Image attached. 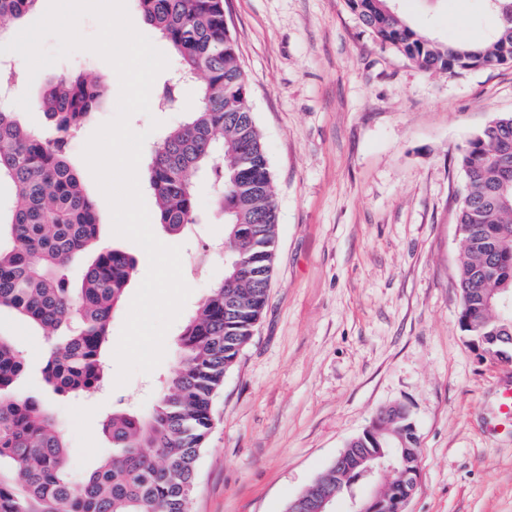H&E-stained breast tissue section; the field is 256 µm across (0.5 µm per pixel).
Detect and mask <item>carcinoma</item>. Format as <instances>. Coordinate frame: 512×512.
I'll use <instances>...</instances> for the list:
<instances>
[{"label": "carcinoma", "mask_w": 512, "mask_h": 512, "mask_svg": "<svg viewBox=\"0 0 512 512\" xmlns=\"http://www.w3.org/2000/svg\"><path fill=\"white\" fill-rule=\"evenodd\" d=\"M39 0H0V41L24 29ZM142 21L170 44L196 85L195 107L151 152L148 182L157 220L175 236L197 221L192 178L207 173L224 215L223 277L180 334L181 358L151 411L114 409L103 423L112 445L95 470L74 480L66 437L49 409L15 394L27 352L0 334V512H190L197 460L213 429L212 402L267 302L277 238L269 159L249 99L238 46L224 25V0H137ZM379 42L426 73L450 76L512 63V0H498L499 30L472 47L442 43L404 21L392 0H348ZM106 84L87 72L57 75L37 100L46 122L23 126L0 106V184L12 204L0 214V314L42 331L41 374L59 396L96 389L112 314L135 269L126 252L100 242L101 218L67 160L70 138L101 105ZM465 193L457 217L463 244L462 330L497 355L494 332L512 336L487 298L512 280V115H494L459 156ZM82 264L79 278L69 270ZM363 438L414 445L411 418Z\"/></svg>", "instance_id": "1"}]
</instances>
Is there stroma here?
<instances>
[{
  "label": "stroma",
  "instance_id": "35a3bbf8",
  "mask_svg": "<svg viewBox=\"0 0 512 512\" xmlns=\"http://www.w3.org/2000/svg\"><path fill=\"white\" fill-rule=\"evenodd\" d=\"M412 25L445 42L479 45L499 26L486 0H394ZM247 73L278 207L276 260L266 310L213 402L215 425L197 463L191 512H286L380 409L405 405L421 449L405 512H512V430L491 434L512 388V362L481 359L459 325L461 242L456 222L465 176L458 155L495 114H512V64L459 76L426 73L382 46L347 0H224ZM19 80L13 97L37 100L54 75L89 71L107 82L103 108L72 138L68 159L101 217L110 206L82 153L117 112L112 66L77 50ZM196 104L130 119L150 155ZM158 130H151L152 121ZM198 221L181 235L191 294L152 372L117 385L114 356L149 267L135 242L100 230L136 260L112 315L103 386L88 397L48 394L38 368L18 390L46 400L63 423L74 477L94 470L115 408L147 411L180 360L177 337L224 274V219L211 183L197 181Z\"/></svg>",
  "mask_w": 512,
  "mask_h": 512
}]
</instances>
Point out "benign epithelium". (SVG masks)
<instances>
[{"label": "benign epithelium", "instance_id": "benign-epithelium-1", "mask_svg": "<svg viewBox=\"0 0 512 512\" xmlns=\"http://www.w3.org/2000/svg\"><path fill=\"white\" fill-rule=\"evenodd\" d=\"M392 447V452L355 449L353 466L359 468L357 481L370 482L375 478H381L383 483L376 484L366 497H359L355 492H350L348 512H381L386 505V489L393 476L399 472L403 473L405 481L401 483L402 494L398 495V498L404 501L410 498L419 475L417 449L409 447L403 439L392 444ZM340 498L341 489L333 491L318 478L304 495L290 503L288 512H332L331 506Z\"/></svg>", "mask_w": 512, "mask_h": 512}]
</instances>
